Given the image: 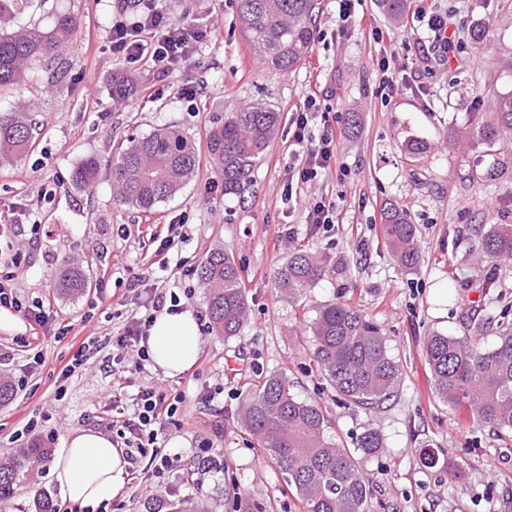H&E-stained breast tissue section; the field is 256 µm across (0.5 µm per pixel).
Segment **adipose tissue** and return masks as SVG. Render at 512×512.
<instances>
[{"mask_svg": "<svg viewBox=\"0 0 512 512\" xmlns=\"http://www.w3.org/2000/svg\"><path fill=\"white\" fill-rule=\"evenodd\" d=\"M200 346L201 331L193 311L166 307L156 313L146 340L154 369L177 377L195 364ZM128 467L124 450L108 434L79 429L58 449L52 474L65 500L94 512L123 490Z\"/></svg>", "mask_w": 512, "mask_h": 512, "instance_id": "adipose-tissue-1", "label": "adipose tissue"}]
</instances>
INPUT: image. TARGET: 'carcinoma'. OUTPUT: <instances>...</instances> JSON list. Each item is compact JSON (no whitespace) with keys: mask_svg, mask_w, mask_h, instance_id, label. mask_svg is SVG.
<instances>
[{"mask_svg":"<svg viewBox=\"0 0 512 512\" xmlns=\"http://www.w3.org/2000/svg\"><path fill=\"white\" fill-rule=\"evenodd\" d=\"M30 0H0V88L19 82L31 64L53 61L80 27L75 14L56 16L43 32L14 19ZM382 13L396 22L410 10V0H378ZM318 0H238L239 24L262 60L278 71L303 64L313 51ZM280 125V113L256 104L230 112L206 136L214 172L224 181V194L239 195ZM512 138V93L494 95L487 119L450 141L474 147ZM33 142L27 113L0 107V158L18 161ZM195 142L175 127L130 138L112 158L111 176L117 200L153 214L172 199L198 172ZM99 163L90 157L73 172L79 186H91ZM383 233L397 264L412 270L419 262L416 228L407 212L388 202L381 210ZM479 262H512V224L483 228ZM326 263L297 248L274 271V287L290 300L302 297L326 274ZM206 288L207 312L216 333L230 338L241 328L248 302L241 287L239 265L226 252H210L199 266ZM59 288L77 294L87 285L85 273L63 262L56 273ZM313 361L339 399L364 409L390 400L403 382V371L392 355L381 328L347 299L321 305L312 319ZM426 363L438 398L452 408H465L474 422L497 433L512 432V327L500 326L497 342L486 349L479 336L458 338L442 333L427 337ZM241 427L252 435L280 471L302 512H366L369 490L357 467L360 458L385 451L381 433L367 428L353 447L327 434V416L315 403L300 400L282 372L264 376L246 396ZM52 449L39 440L18 448L0 464V503L19 493L32 479L35 464L50 461Z\"/></svg>","mask_w":512,"mask_h":512,"instance_id":"1","label":"carcinoma"}]
</instances>
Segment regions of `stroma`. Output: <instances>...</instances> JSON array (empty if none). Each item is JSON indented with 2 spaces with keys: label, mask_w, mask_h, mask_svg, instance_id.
I'll return each instance as SVG.
<instances>
[{
  "label": "stroma",
  "mask_w": 512,
  "mask_h": 512,
  "mask_svg": "<svg viewBox=\"0 0 512 512\" xmlns=\"http://www.w3.org/2000/svg\"><path fill=\"white\" fill-rule=\"evenodd\" d=\"M124 2L34 0L18 17L47 32L57 14L70 12L81 25L55 79L33 66L21 82L0 90V102L30 107L36 123L23 160L0 162V205H14L18 224L0 236V277L9 271L7 259L18 258L27 273L14 288L24 304L49 302L52 326L86 324L95 334L84 364L62 382L58 371L80 337L42 335L22 348L15 342L24 330L17 314L0 321V372L15 389L0 404V460L34 439L59 448L78 428L118 437L113 389H120L129 415L139 388L155 381L167 395L185 398L181 426L165 434L175 465L161 484L139 458L135 479L107 512H148L158 500L202 501L209 512H299L281 474L239 424L251 384L281 371L296 396L326 410L329 435L349 444L366 427L381 431L384 455L359 461L368 512H512V434L494 435L442 403L423 355L432 333L469 336L479 326L489 348L499 323H512V264L475 260L479 227L512 224V143L448 146L449 130L475 126L484 116L490 90L512 91V0H416L421 16L398 25L377 0H356L347 17L339 0H319L313 51L286 72L267 67L250 45L236 0H159L171 22L212 29L185 63L164 75L150 60L132 66L113 56L108 30ZM434 14L456 33L450 56H443L429 25ZM478 25L487 33L481 51L469 39ZM375 27L388 33V42L373 39ZM386 50L395 55V88L385 98L376 60ZM116 73L133 81L139 107L113 102L109 84ZM188 86L198 91L195 101L181 95ZM314 87L327 93L330 112L314 120L311 134L320 137L328 126L336 131V166L299 191L335 206L336 222L327 228L305 223L302 211L282 200L293 161L290 117ZM258 103L280 112L281 123L242 196L225 195L223 181L204 162L158 214L117 201L109 164L128 138L174 125L201 150L217 118ZM350 112L359 113L361 126L347 136L342 129ZM413 139L433 145L418 161L405 150ZM90 156L102 169L95 186L84 189L71 174ZM388 201L406 209L417 227L415 269L399 267L384 244L380 209ZM157 234L172 240L163 269L155 264ZM300 244L325 258L328 272L292 303L277 293L273 274ZM213 250L234 256L248 298L247 318L230 338L212 331L198 277ZM65 260L89 277L79 295L56 288L55 271ZM137 279L143 289L131 290ZM150 284L174 295L200 323L198 358L175 378L132 357L116 358L115 339L144 315ZM343 292L378 323L403 365L397 394L373 410L339 401L311 361L307 324L319 305ZM204 440L223 449V471L198 473L193 454ZM427 446L440 456L432 468L420 458Z\"/></svg>",
  "instance_id": "obj_1"
}]
</instances>
